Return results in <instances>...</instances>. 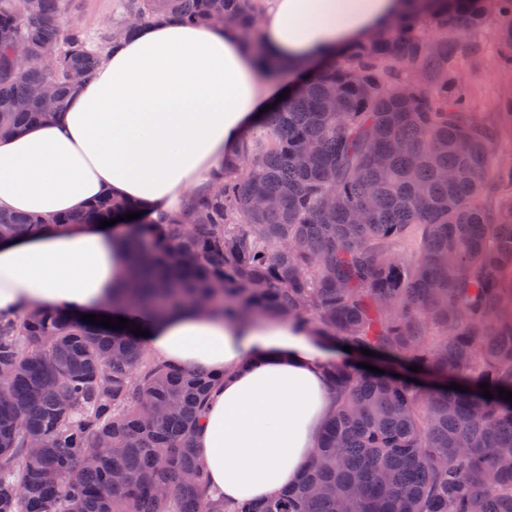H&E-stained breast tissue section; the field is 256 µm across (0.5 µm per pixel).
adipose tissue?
I'll use <instances>...</instances> for the list:
<instances>
[{
	"label": "adipose tissue",
	"instance_id": "adipose-tissue-1",
	"mask_svg": "<svg viewBox=\"0 0 512 512\" xmlns=\"http://www.w3.org/2000/svg\"><path fill=\"white\" fill-rule=\"evenodd\" d=\"M410 0H264L254 47L228 26L157 20L113 45L56 120L0 138V211H84L104 196L140 223L181 215L241 154L263 107L340 45L411 10ZM125 228L74 224L0 242V316L31 304L124 317L156 359L216 384L195 437L215 496L266 500L294 487L334 408V343L294 322L242 324L184 306L159 315L113 302Z\"/></svg>",
	"mask_w": 512,
	"mask_h": 512
}]
</instances>
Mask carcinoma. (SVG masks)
<instances>
[{"instance_id":"cac0c4a2","label":"carcinoma","mask_w":512,"mask_h":512,"mask_svg":"<svg viewBox=\"0 0 512 512\" xmlns=\"http://www.w3.org/2000/svg\"><path fill=\"white\" fill-rule=\"evenodd\" d=\"M417 2L303 75L224 162L219 191L129 236L125 305L295 321L385 363L333 366L336 410L298 486L213 498L194 449L211 375L153 359L126 328L35 306L0 321V512H512V401L497 392L512 391V165L458 70L492 21L512 69V0ZM70 3L0 0L1 135L63 111L73 76L90 79L134 21L250 38L258 11L122 0L94 39L63 24ZM135 211L105 197L51 221L1 212L0 239ZM413 232L404 260L394 244Z\"/></svg>"}]
</instances>
